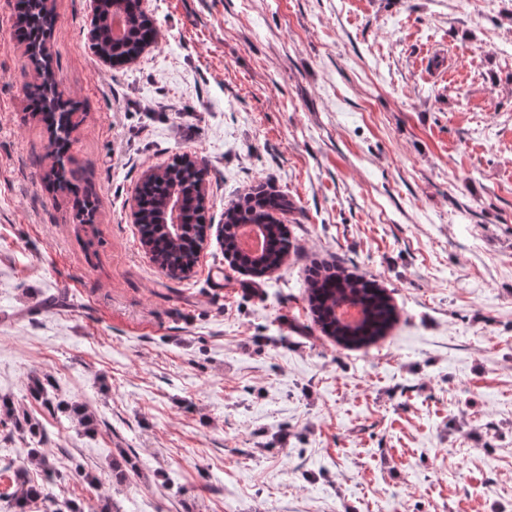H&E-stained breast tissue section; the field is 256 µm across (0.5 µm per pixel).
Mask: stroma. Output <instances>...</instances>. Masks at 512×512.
Returning a JSON list of instances; mask_svg holds the SVG:
<instances>
[{
    "instance_id": "35a3bbf8",
    "label": "stroma",
    "mask_w": 512,
    "mask_h": 512,
    "mask_svg": "<svg viewBox=\"0 0 512 512\" xmlns=\"http://www.w3.org/2000/svg\"><path fill=\"white\" fill-rule=\"evenodd\" d=\"M16 3L0 0V400L46 431L54 470L7 419L0 459L80 512H512V0H143L159 38L126 66L93 53V0H48L91 225L41 179ZM176 154L205 160L215 228L254 186L286 195L287 263L231 270L212 234L166 277L133 211ZM315 262L386 288L383 338L322 333ZM34 375L91 428L33 400Z\"/></svg>"
}]
</instances>
